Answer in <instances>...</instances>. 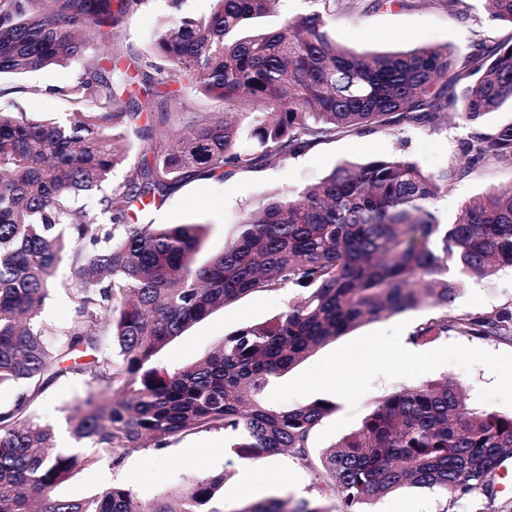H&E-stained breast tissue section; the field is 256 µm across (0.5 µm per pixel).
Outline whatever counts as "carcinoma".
<instances>
[{
    "label": "carcinoma",
    "mask_w": 512,
    "mask_h": 512,
    "mask_svg": "<svg viewBox=\"0 0 512 512\" xmlns=\"http://www.w3.org/2000/svg\"><path fill=\"white\" fill-rule=\"evenodd\" d=\"M150 42L152 74L140 94L112 77L110 39L145 0H0V75L80 62L66 121L0 111V387H26L0 411V512H224V473L210 472L151 502L111 486L93 500L56 487L91 459L55 447L54 428L32 406L67 364L97 354L92 382L67 417L71 437L115 463L136 448L222 431L243 460L283 452L318 475L320 497L249 503L238 512H363L402 486L494 502L512 460V414L467 405L453 380L382 397L358 430L316 456L314 429L336 411L326 400L282 407L266 389L315 351L359 326L430 307L410 340L453 332L512 342V308L473 315L454 303L467 280L512 268V185L469 200L452 224L437 216L448 178L474 165L512 164V121L464 141L467 165L426 172L405 156L337 165L319 182L259 200L224 249L200 262L204 224H153L150 212L186 179L275 167L339 135L402 125L436 127L449 110L472 126L512 104V41L480 36L459 67L446 46L360 53L336 42L329 18L357 0H311L306 14L276 20V0H213ZM512 24V0H488ZM184 79L218 103L185 136L130 161V135L151 139L168 124ZM128 170L118 199L97 217L75 204ZM62 285L74 318L54 345L31 325ZM297 300L269 320L224 336L192 365H155L161 350L217 308L284 287ZM335 497L336 507L326 505Z\"/></svg>",
    "instance_id": "obj_1"
}]
</instances>
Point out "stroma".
<instances>
[{
  "instance_id": "obj_1",
  "label": "stroma",
  "mask_w": 512,
  "mask_h": 512,
  "mask_svg": "<svg viewBox=\"0 0 512 512\" xmlns=\"http://www.w3.org/2000/svg\"><path fill=\"white\" fill-rule=\"evenodd\" d=\"M212 6V0H183L178 7L171 0H148L104 49L119 56L121 67L130 74H148V46L156 27L181 13L210 12ZM479 32L507 40L512 38V24L492 20L485 0H464L453 13L430 0H406L387 10L360 8L341 12L330 21L332 37L360 52L445 45L463 57L470 52ZM76 72V66L69 65L2 75L0 109L9 111L17 106L35 118L65 120L71 102L61 92L74 88ZM473 132L472 126L455 119L435 130L408 126L400 133L381 129L368 136L341 135L277 167L239 171L225 178L190 180L150 218L156 224L206 225L208 237L203 253L208 256L222 250L244 211L265 195L318 182L341 162L361 163L373 156L401 154L425 171L461 165L465 162L462 143ZM510 184L512 167L495 162L476 166L466 178L449 182L447 193L438 202L442 222L452 223L462 204L471 197ZM295 295L292 289L256 292L214 311L166 346L161 353L162 364L182 366L198 360L224 335L279 314ZM455 306L471 313L512 308V268L504 267L491 276L470 280ZM431 314L428 308L410 310L358 327L277 379L268 399L282 406L316 399L336 403V412L323 419L311 436L312 451L317 455L356 430L380 398L421 382L452 378L462 385L470 407L511 414L512 343L451 333L425 344L419 358L397 350V336L410 334ZM90 380L86 373L61 377L33 405L42 422L55 426L58 447L74 445L66 417L84 395ZM92 457L90 466L58 486L59 496L91 499L109 486L121 485L130 488L140 500L149 501L212 471L225 475L221 492L224 512H237L249 502L314 500L319 495L314 473L286 453L259 460L267 477L242 487V461L225 448L220 432H200L161 450L137 448L117 464L98 451ZM443 506L438 494L406 486L369 501L366 508L368 512H441Z\"/></svg>"
}]
</instances>
